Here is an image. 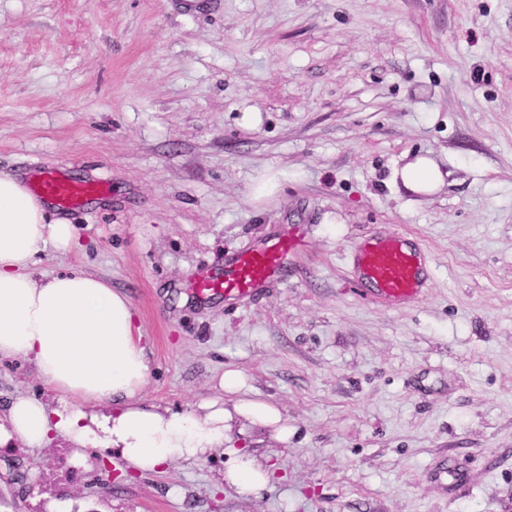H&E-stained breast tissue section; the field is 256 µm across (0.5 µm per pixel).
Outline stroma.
I'll list each match as a JSON object with an SVG mask.
<instances>
[{"mask_svg": "<svg viewBox=\"0 0 512 512\" xmlns=\"http://www.w3.org/2000/svg\"><path fill=\"white\" fill-rule=\"evenodd\" d=\"M445 174L430 194L393 170ZM66 169L111 195L70 213L79 245L34 278L85 271L126 294L146 400L191 410L239 371L288 438L234 422L205 461L130 473L73 441L0 446V512H505L512 506V0H0V171ZM277 195L251 199L261 176ZM405 235L432 275L416 301L357 292L352 256ZM245 299L191 285L284 237ZM57 406L0 359V419ZM272 478L223 482L236 449ZM465 469L448 488L432 472ZM405 189L414 193H432L444 184V174L439 165L426 156H416L407 161L394 174Z\"/></svg>", "mask_w": 512, "mask_h": 512, "instance_id": "35a3bbf8", "label": "stroma"}]
</instances>
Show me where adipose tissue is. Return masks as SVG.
<instances>
[{
    "instance_id": "1",
    "label": "adipose tissue",
    "mask_w": 512,
    "mask_h": 512,
    "mask_svg": "<svg viewBox=\"0 0 512 512\" xmlns=\"http://www.w3.org/2000/svg\"><path fill=\"white\" fill-rule=\"evenodd\" d=\"M405 189L431 193L444 174L431 158L417 156L395 172ZM78 229L53 216L51 205L28 190L22 176L0 173V358L21 356L60 395L58 408L17 397L0 424V444L17 439L31 448L51 434L77 444L112 445L130 468L153 473L175 461L203 460L229 439L230 422L240 416L251 424L287 435L273 404L238 399L225 407L223 393L239 391L240 373L226 371L220 397L179 412L147 403L144 389L150 364L129 298L85 272L34 279L35 256L51 248L75 247ZM111 400L112 416L91 420L72 398ZM224 481L238 494L250 495L269 482L268 469L251 454L235 452Z\"/></svg>"
}]
</instances>
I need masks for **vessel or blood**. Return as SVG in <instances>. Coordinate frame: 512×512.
Wrapping results in <instances>:
<instances>
[{
    "label": "vessel or blood",
    "mask_w": 512,
    "mask_h": 512,
    "mask_svg": "<svg viewBox=\"0 0 512 512\" xmlns=\"http://www.w3.org/2000/svg\"><path fill=\"white\" fill-rule=\"evenodd\" d=\"M32 190L56 209L68 212L103 197L108 188L97 178H77L59 169L33 167ZM292 244L282 239L276 244L239 253L220 275H204L192 285L200 299L245 298L278 276ZM357 275L370 298L392 304L417 299L428 282L424 253L399 234L370 237L354 251Z\"/></svg>",
    "instance_id": "b4317fda"
}]
</instances>
